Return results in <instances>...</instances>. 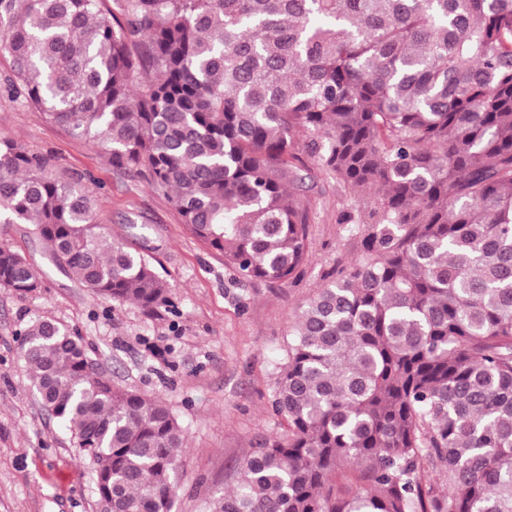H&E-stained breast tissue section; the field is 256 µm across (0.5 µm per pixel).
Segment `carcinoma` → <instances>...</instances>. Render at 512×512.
<instances>
[{"instance_id":"carcinoma-1","label":"carcinoma","mask_w":512,"mask_h":512,"mask_svg":"<svg viewBox=\"0 0 512 512\" xmlns=\"http://www.w3.org/2000/svg\"><path fill=\"white\" fill-rule=\"evenodd\" d=\"M0 0L5 89L146 174L246 280L308 259L310 174L373 188L363 256L297 314L272 409L213 512H512V0ZM49 158L0 140V223L96 296L168 283ZM0 288L42 281L0 246ZM43 408L110 512H173L184 431L82 338L17 331ZM444 478L439 490L428 470Z\"/></svg>"}]
</instances>
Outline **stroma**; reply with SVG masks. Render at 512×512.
I'll return each mask as SVG.
<instances>
[{
  "mask_svg": "<svg viewBox=\"0 0 512 512\" xmlns=\"http://www.w3.org/2000/svg\"><path fill=\"white\" fill-rule=\"evenodd\" d=\"M51 155L60 175H81L97 221L147 258L171 285L169 304L150 314L108 303L57 269L28 224H0V243L19 249L44 286L20 296L0 289V512H101L91 471L76 462L69 433L42 410L17 355L20 327L48 317L82 336L116 387L165 403L185 433L174 512H209L232 487L243 455L281 429L272 395L300 306L361 259L342 211L368 220L376 190H352L316 172L308 191L309 258L284 282H246L223 256L186 230L168 199L143 175L112 166L100 148L0 90V138Z\"/></svg>",
  "mask_w": 512,
  "mask_h": 512,
  "instance_id": "obj_1",
  "label": "stroma"
}]
</instances>
